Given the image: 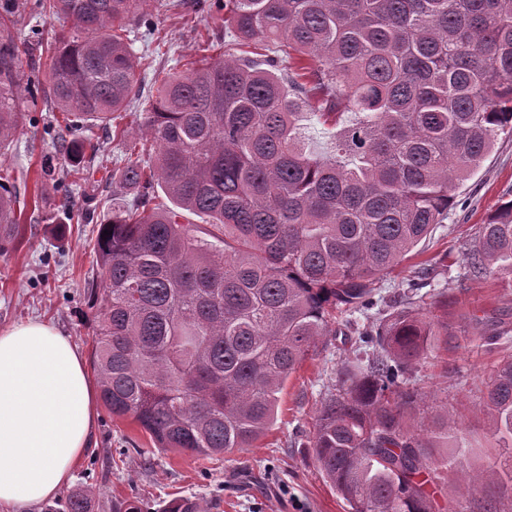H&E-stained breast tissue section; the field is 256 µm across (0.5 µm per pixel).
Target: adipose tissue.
<instances>
[{"label":"adipose tissue","mask_w":512,"mask_h":512,"mask_svg":"<svg viewBox=\"0 0 512 512\" xmlns=\"http://www.w3.org/2000/svg\"><path fill=\"white\" fill-rule=\"evenodd\" d=\"M94 416L95 386L70 337L37 319L0 330V512L58 493Z\"/></svg>","instance_id":"1"}]
</instances>
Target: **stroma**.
<instances>
[{
    "label": "stroma",
    "mask_w": 512,
    "mask_h": 512,
    "mask_svg": "<svg viewBox=\"0 0 512 512\" xmlns=\"http://www.w3.org/2000/svg\"><path fill=\"white\" fill-rule=\"evenodd\" d=\"M162 0L146 7L159 29L157 40L135 33L133 49L140 59L137 77L150 79L157 69H182L200 60L208 40L233 46L223 17L194 14V0H184L181 13L167 11ZM149 106L141 99L117 122L121 136L111 129L93 131V151L86 157L95 171L94 203L100 213L112 206V169L127 144L144 142L142 124ZM61 164L36 129L27 127L7 154L0 169L36 174L45 159ZM512 199V137L501 135L493 152L456 191L447 217L421 244L422 253L375 285L376 304L366 313L345 315L342 332L293 374L281 394L276 422L254 448H238L217 459L188 453H162L148 434L127 420H115L97 406L96 443L77 462L70 489H93V512H119L124 503L136 502L142 512H159L175 496L199 502L205 512H349L319 473L312 449L305 442L313 432L320 400L334 372L355 360L357 330L369 327L390 311L394 299L407 290L420 262L437 259L430 291L432 300L448 295V310L460 336L448 349H434L418 361L412 383L430 403L447 405L461 418V441H449L448 473L435 495L438 505L456 512H512V497L498 485L487 484L474 495L461 494L454 477L496 464L507 466L512 451L498 447L489 433L482 393L493 367L512 354V288L494 280L467 277L464 255L478 224L498 205ZM86 200L74 191L71 202L49 193L46 206L25 211L18 240L0 250V330L33 318L53 324L70 336L83 355L92 352L94 310L85 285L99 267L94 242L98 227L81 224L77 215ZM494 316L504 322L505 334L495 349L464 336L471 318Z\"/></svg>",
    "instance_id": "35a3bbf8"
}]
</instances>
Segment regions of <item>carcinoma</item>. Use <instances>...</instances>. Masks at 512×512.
<instances>
[{"label": "carcinoma", "mask_w": 512, "mask_h": 512, "mask_svg": "<svg viewBox=\"0 0 512 512\" xmlns=\"http://www.w3.org/2000/svg\"><path fill=\"white\" fill-rule=\"evenodd\" d=\"M145 0H0V156L23 129L20 99L38 96L62 123L43 128L63 154L47 186L71 198L87 185L92 127L139 99L133 26L155 35ZM28 32L17 40L20 9ZM238 45L273 43L288 59L227 50L154 78L146 161L132 146L112 169L123 203L98 220L101 295L91 366L101 399L131 417L161 451L213 458L252 448L275 422L289 376L336 335V315L366 312L381 281L442 222L456 189L512 135V0H211ZM63 13L46 86L21 82L22 54L42 48L41 21ZM319 66L308 67L307 59ZM335 129L322 150L304 122ZM0 191V239L19 236L28 207L19 178ZM163 193L169 201L156 202ZM187 211L210 228L179 222ZM110 235H104V231ZM473 280L512 288V199L479 226L465 253ZM394 300L358 332L364 356L336 370L312 437L317 467L350 512H435L443 463L432 449L459 431L443 409L423 437L407 418L424 409L414 364L456 339L448 300L428 316ZM489 431L512 447V355L483 398ZM512 489V468L459 481ZM62 512H92L76 489ZM160 512H201L189 498Z\"/></svg>", "instance_id": "1"}]
</instances>
